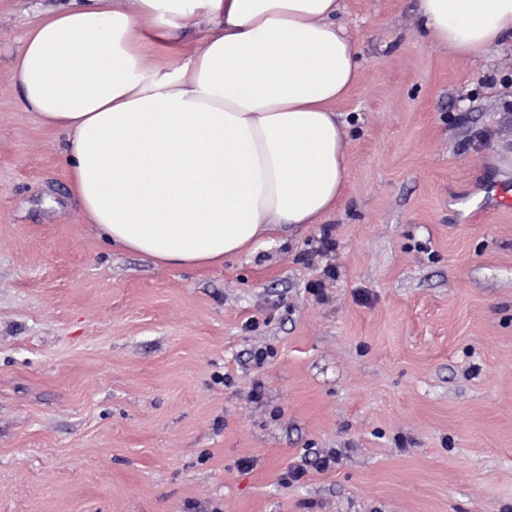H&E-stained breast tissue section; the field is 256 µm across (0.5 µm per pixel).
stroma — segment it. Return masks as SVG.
Instances as JSON below:
<instances>
[{
  "label": "stroma",
  "mask_w": 512,
  "mask_h": 512,
  "mask_svg": "<svg viewBox=\"0 0 512 512\" xmlns=\"http://www.w3.org/2000/svg\"><path fill=\"white\" fill-rule=\"evenodd\" d=\"M344 4L337 209L171 269L84 217L10 80L38 0H0V512H512V41Z\"/></svg>",
  "instance_id": "obj_1"
}]
</instances>
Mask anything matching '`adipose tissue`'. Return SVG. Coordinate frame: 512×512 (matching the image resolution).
I'll return each instance as SVG.
<instances>
[{
    "label": "adipose tissue",
    "mask_w": 512,
    "mask_h": 512,
    "mask_svg": "<svg viewBox=\"0 0 512 512\" xmlns=\"http://www.w3.org/2000/svg\"><path fill=\"white\" fill-rule=\"evenodd\" d=\"M343 0H55L11 80L66 135L82 211L155 265L223 264L336 210L360 80ZM426 42L468 56L512 38V0H418ZM200 28L192 50L174 45ZM164 49L168 62L147 66Z\"/></svg>",
    "instance_id": "1"
}]
</instances>
